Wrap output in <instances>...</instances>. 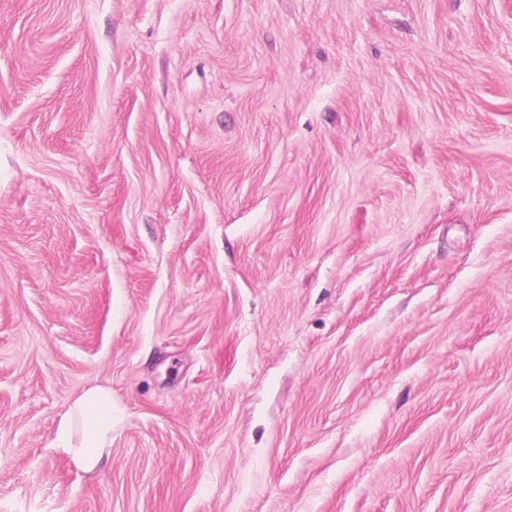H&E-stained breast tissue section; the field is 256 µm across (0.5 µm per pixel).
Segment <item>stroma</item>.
I'll use <instances>...</instances> for the list:
<instances>
[{
	"instance_id": "35a3bbf8",
	"label": "stroma",
	"mask_w": 512,
	"mask_h": 512,
	"mask_svg": "<svg viewBox=\"0 0 512 512\" xmlns=\"http://www.w3.org/2000/svg\"><path fill=\"white\" fill-rule=\"evenodd\" d=\"M0 512H512V0H0ZM112 445V391L95 385L84 390L62 419L54 448L65 453L75 467L93 472Z\"/></svg>"
}]
</instances>
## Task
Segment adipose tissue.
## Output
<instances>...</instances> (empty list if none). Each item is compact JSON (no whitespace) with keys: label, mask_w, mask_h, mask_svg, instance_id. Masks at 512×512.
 Returning <instances> with one entry per match:
<instances>
[{"label":"adipose tissue","mask_w":512,"mask_h":512,"mask_svg":"<svg viewBox=\"0 0 512 512\" xmlns=\"http://www.w3.org/2000/svg\"><path fill=\"white\" fill-rule=\"evenodd\" d=\"M112 445V392L95 385L84 390L62 419L54 440L75 467L93 472Z\"/></svg>","instance_id":"ef3b65f1"}]
</instances>
